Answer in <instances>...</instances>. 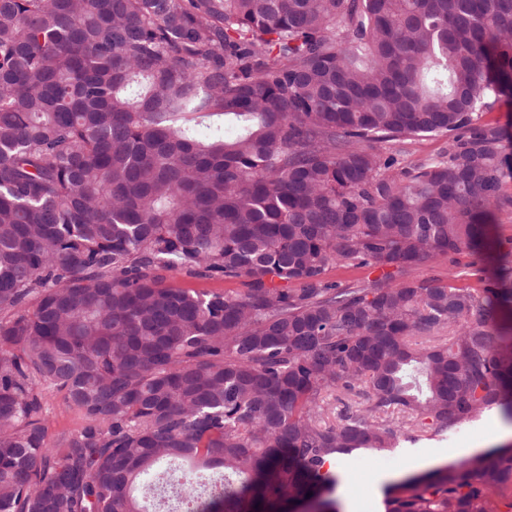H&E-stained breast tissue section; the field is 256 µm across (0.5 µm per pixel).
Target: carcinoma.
Segmentation results:
<instances>
[{
	"label": "carcinoma",
	"instance_id": "1",
	"mask_svg": "<svg viewBox=\"0 0 512 512\" xmlns=\"http://www.w3.org/2000/svg\"><path fill=\"white\" fill-rule=\"evenodd\" d=\"M509 93L512 0H0V512H143L176 461L224 469L168 475L185 512H339V455L512 419V266L410 277L512 217ZM384 501L512 512V446ZM484 117L486 120L496 122L504 129V152L511 157L512 162V96L501 97L494 112H489ZM444 146V141L440 138H423L405 143H386L383 145L382 153L385 156L390 154H399L405 164H414L421 160L435 157ZM378 275L379 271L373 267L347 268L331 265L326 272V277L329 281L342 284L369 282ZM167 281L182 288H190L199 292H224L225 290L243 291L246 287L242 280L208 279L176 274L163 273ZM46 407L45 426L50 439H55L62 432H75L84 425L82 414L69 407L61 393L47 392Z\"/></svg>",
	"mask_w": 512,
	"mask_h": 512
}]
</instances>
